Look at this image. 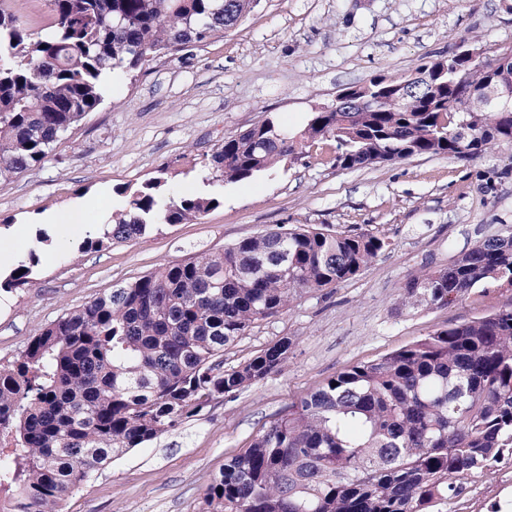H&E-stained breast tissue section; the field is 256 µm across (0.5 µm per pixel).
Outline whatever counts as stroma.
Returning a JSON list of instances; mask_svg holds the SVG:
<instances>
[{
	"mask_svg": "<svg viewBox=\"0 0 512 512\" xmlns=\"http://www.w3.org/2000/svg\"><path fill=\"white\" fill-rule=\"evenodd\" d=\"M474 46L512 48V0H260L224 37L192 55L115 75L89 113L38 166L0 179V270L25 260L16 228L43 229L32 285L0 291V366L44 325L165 263L224 248L283 224L372 232L387 246L356 277L299 294L224 351L225 365L291 339L287 362L265 379L145 448L114 457L83 482L63 512H201L226 458L324 380L397 350L430 330L512 304V290H474L445 308H407L406 279L445 266L512 225V147L481 158L413 156L343 169L330 143L260 175L208 184L201 162L225 138L272 116L302 127L336 91L374 76L400 77L422 62ZM164 176L174 196L214 195L197 224L158 225L136 241L79 251L125 205V192ZM100 207L89 206V199ZM488 485L478 512H512V459Z\"/></svg>",
	"mask_w": 512,
	"mask_h": 512,
	"instance_id": "obj_1",
	"label": "stroma"
}]
</instances>
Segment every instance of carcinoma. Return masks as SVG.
Returning <instances> with one entry per match:
<instances>
[{
    "label": "carcinoma",
    "mask_w": 512,
    "mask_h": 512,
    "mask_svg": "<svg viewBox=\"0 0 512 512\" xmlns=\"http://www.w3.org/2000/svg\"><path fill=\"white\" fill-rule=\"evenodd\" d=\"M35 32L0 0V178L29 170L106 97L109 77L189 52L238 26L252 0H48ZM456 75L426 102L374 95L364 112L313 111L305 126L265 117L205 159L213 185L252 178L335 145L350 169L415 155L471 160L512 146V99L475 97L459 110ZM481 93L512 88V62L461 76ZM162 181L131 194L112 229L79 250L197 221L215 196L167 200ZM387 246L370 233L284 225L221 252L161 265L41 328L0 366V501L6 512H62L112 458L142 448L220 398L277 371L282 338L224 367V350L290 306L367 269ZM40 258L0 273V290L32 283ZM512 289V225L445 267L410 277L405 307H447L476 289ZM512 457V305L434 329L326 379L224 462L204 512H443L466 476Z\"/></svg>",
    "instance_id": "carcinoma-1"
}]
</instances>
